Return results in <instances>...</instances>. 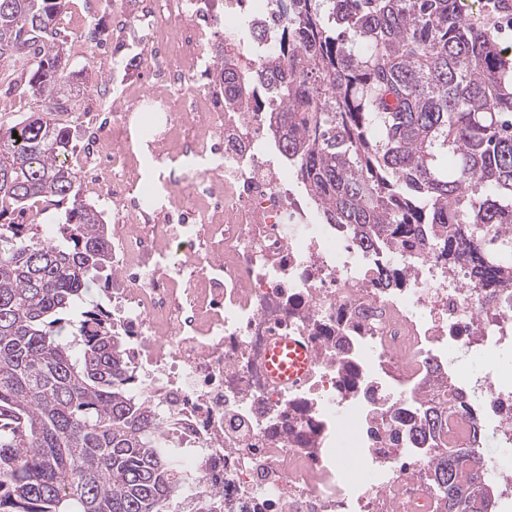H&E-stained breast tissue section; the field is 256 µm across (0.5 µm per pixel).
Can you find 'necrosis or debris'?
<instances>
[{"mask_svg":"<svg viewBox=\"0 0 512 512\" xmlns=\"http://www.w3.org/2000/svg\"><path fill=\"white\" fill-rule=\"evenodd\" d=\"M118 28L145 29L144 86L111 122L86 131V162L112 168V320L128 344L133 389L173 421L194 480L224 512H432L428 455L389 447L376 415L433 393L445 345L484 356L512 346V289L448 277L404 249L399 288L289 193L268 149L266 115L206 88L241 28L276 33L278 0H134ZM158 169L147 189L133 155ZM276 336L305 341L311 376L274 386ZM479 434L512 443V381L482 377L470 405Z\"/></svg>","mask_w":512,"mask_h":512,"instance_id":"necrosis-or-debris-1","label":"necrosis or debris"}]
</instances>
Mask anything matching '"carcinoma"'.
<instances>
[{
    "mask_svg": "<svg viewBox=\"0 0 512 512\" xmlns=\"http://www.w3.org/2000/svg\"><path fill=\"white\" fill-rule=\"evenodd\" d=\"M68 0H0V61L45 112L0 117V512H162L184 457L133 392L112 312L83 305L112 274L105 211L78 198L67 111ZM215 84L261 108L321 223L360 251L420 255L484 288L512 287V51L462 0H282L255 70L219 58ZM51 200L49 237L10 219ZM406 448L433 455L434 512H490L487 461L448 446V412L411 402ZM184 512H218L210 495Z\"/></svg>",
    "mask_w": 512,
    "mask_h": 512,
    "instance_id": "obj_1",
    "label": "carcinoma"
}]
</instances>
